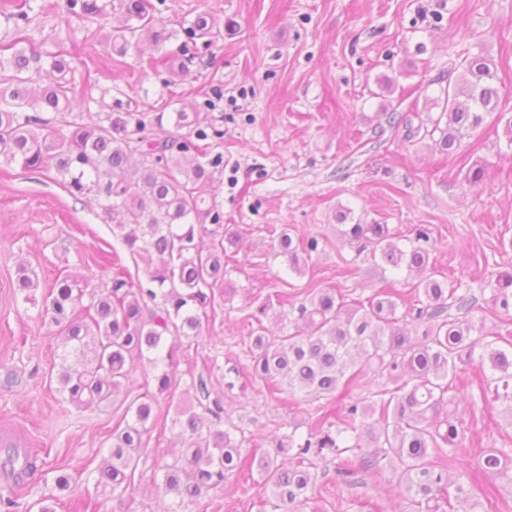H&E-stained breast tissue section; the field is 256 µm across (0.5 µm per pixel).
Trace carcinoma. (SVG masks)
I'll return each mask as SVG.
<instances>
[{
    "mask_svg": "<svg viewBox=\"0 0 512 512\" xmlns=\"http://www.w3.org/2000/svg\"><path fill=\"white\" fill-rule=\"evenodd\" d=\"M164 2L112 0L108 27L107 5L100 0H65V10L90 35L103 33L118 68L126 64L134 39L164 52L163 86L169 88L191 75L199 41L209 47L224 36V21L206 11L189 21L166 20ZM35 10L36 0H0V20L18 34L13 44L0 47V165L52 173L72 194L93 195L112 233L147 263L146 280H134L120 267L111 286L98 293L66 276L46 303L63 344H74L81 355L78 366L64 362L58 372L59 391L71 404L90 408L121 392L129 383L127 357L135 353L150 356L156 370L155 391L144 384L143 399L127 407L130 420L112 432V448L97 469L95 488L120 501L134 482L154 399L171 390L179 340L197 342L215 296L229 302L237 292L224 257L227 246L238 245V235L203 242L205 224L219 221L216 187L224 173L223 154L208 148L224 131L200 119L201 108L210 106L205 101L153 117L136 110L108 112L73 124L67 136L57 133L45 113L66 112L86 99L75 83V58L55 48L57 37L47 36L38 48L23 46ZM461 68L458 79L442 89L437 119L415 125L413 117L398 115L393 121L409 138L439 135L435 144L448 154L488 118L505 122L512 142V116L501 107L492 61L477 55ZM165 121L172 135H144L147 126ZM349 215L339 211L337 236L374 265L416 271L414 304L399 311L394 294L384 288L349 302L339 290L309 285L288 330L268 334L260 324L249 336L253 382L305 398L306 435H297L298 425L290 422L292 431L272 439L275 453L241 456L232 438L240 427L226 425L224 395H212L200 377L190 403L180 405L174 419L183 447L169 460L159 457L157 493L193 500L256 470L261 492L288 506L315 493L312 458L331 454L345 484L389 464L413 512H474L482 504L477 493L493 496L483 481L512 472L505 449L466 447L457 417L459 397H473L458 382L461 364L479 367L480 387L507 403L512 417V331L474 325L475 297L437 278L431 267L427 227L400 237L386 224H349ZM321 243L317 235L283 233L272 249L301 274ZM488 287L494 309L512 311V273L498 274ZM377 376L387 383L348 400L338 412L331 408L350 388H365ZM198 407L211 420L204 421ZM0 465L21 475L35 468L29 455L17 453Z\"/></svg>",
    "mask_w": 512,
    "mask_h": 512,
    "instance_id": "carcinoma-1",
    "label": "carcinoma"
}]
</instances>
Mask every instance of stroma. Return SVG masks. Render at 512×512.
<instances>
[{
  "mask_svg": "<svg viewBox=\"0 0 512 512\" xmlns=\"http://www.w3.org/2000/svg\"><path fill=\"white\" fill-rule=\"evenodd\" d=\"M43 2L31 37L58 35L77 45L84 60L75 77L85 84L88 108L74 111L72 120L158 100L162 77L141 70L136 53L128 54L120 77L105 79L112 69L106 46L86 43L64 0ZM202 10L234 24L200 51L183 90L191 101L211 102L206 117L224 132L217 201L222 224L243 242L229 274L238 293L229 302L216 299L199 343L181 347L174 395L157 399L134 485L122 501L113 500L95 489L94 471L154 369L133 358L127 391L89 409L65 402L56 381L63 349L45 299L59 278L81 276L99 290L113 265L134 276L145 265L113 236L100 209L54 176L0 168V461L19 448L36 462L18 484L0 470V495L17 501L16 512L44 497L52 498L55 512H75L81 500L91 501L93 512H395L404 494L386 469L365 475L357 487L327 472L313 499L289 509L260 496L253 475L196 501L163 497L151 482L154 451L176 444L177 404L192 397L193 380L205 378L225 392L230 368L248 376L251 315L268 294L281 291L296 302L313 280L353 298L395 288L410 300L405 274L356 259L337 240L339 209L402 235L427 225L432 263L476 297L477 317L489 316L492 274L512 272V142L503 124L487 121L447 154L432 140L407 138L387 115L438 116L435 99L460 74L462 59L478 54L494 63L501 105L512 113V0H165L163 16L189 20ZM476 164L486 177L473 188L466 174ZM284 232L327 239L309 263L310 275L291 272L275 256L271 241ZM22 265L38 282L29 298L16 286ZM225 394L248 456L264 451L267 438L286 432L288 422L305 420V401L284 391L273 395L249 385ZM505 408L490 397L464 401L466 445L512 451ZM60 470L72 475V489L55 486Z\"/></svg>",
  "mask_w": 512,
  "mask_h": 512,
  "instance_id": "1",
  "label": "stroma"
}]
</instances>
